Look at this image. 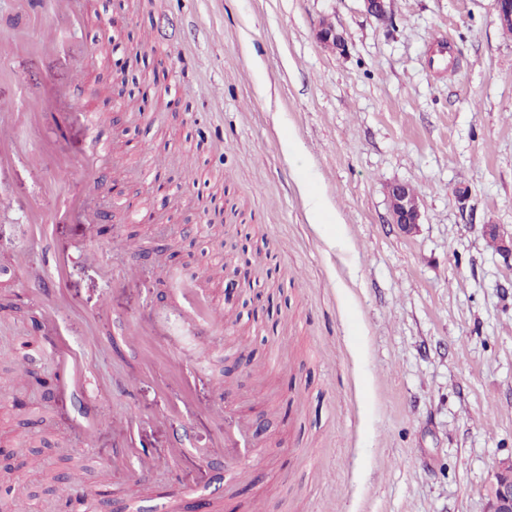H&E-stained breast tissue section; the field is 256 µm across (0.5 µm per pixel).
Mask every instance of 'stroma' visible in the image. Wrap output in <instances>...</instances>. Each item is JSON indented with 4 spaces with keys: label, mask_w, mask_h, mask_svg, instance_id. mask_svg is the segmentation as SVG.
I'll list each match as a JSON object with an SVG mask.
<instances>
[{
    "label": "stroma",
    "mask_w": 512,
    "mask_h": 512,
    "mask_svg": "<svg viewBox=\"0 0 512 512\" xmlns=\"http://www.w3.org/2000/svg\"><path fill=\"white\" fill-rule=\"evenodd\" d=\"M326 22L344 50L319 42ZM21 33L37 31L18 0H0V67L12 74L0 101L38 97L50 113L21 138L71 163L100 139L111 158L96 176L116 187L105 210L87 195L94 225L50 196L44 245L26 213L49 168L23 154L0 172L15 202L0 211V430L29 439L18 455L29 512H60L76 463L89 492L70 512L129 501L162 512L169 500L187 512H487L512 460V266L484 232L512 236V35L495 0H391L382 22L363 0H88L82 29L60 32L104 46L80 78L68 53L13 52ZM439 36L452 58L433 52ZM123 70L158 85L115 104ZM188 156L195 180L154 193ZM395 183L419 200L410 234L390 222ZM127 237L133 251L110 250ZM94 243L136 276L104 279L85 257ZM55 250L71 257L57 327L97 338L71 399L43 342L53 327L38 289L53 283ZM241 253L242 288L225 295L224 261ZM201 271L225 319L200 362L176 282ZM135 320L170 334L128 346ZM178 360L199 375L173 418ZM19 363L31 371L22 388ZM219 400L258 423L259 448L233 472L200 454ZM109 413L140 422L86 446L75 422ZM132 436L149 449L181 441L177 470L109 466Z\"/></svg>",
    "instance_id": "35a3bbf8"
}]
</instances>
